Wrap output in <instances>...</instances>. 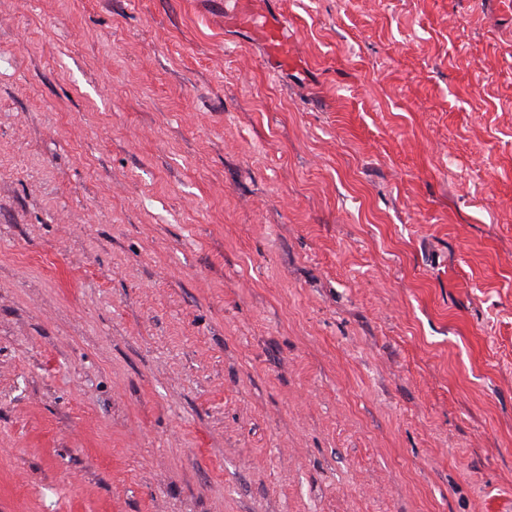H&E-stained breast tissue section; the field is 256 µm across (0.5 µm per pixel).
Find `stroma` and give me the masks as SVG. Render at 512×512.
Returning <instances> with one entry per match:
<instances>
[{"label":"stroma","mask_w":512,"mask_h":512,"mask_svg":"<svg viewBox=\"0 0 512 512\" xmlns=\"http://www.w3.org/2000/svg\"><path fill=\"white\" fill-rule=\"evenodd\" d=\"M0 0V512H512V0ZM232 1L238 4V9L231 19L240 26L255 30L272 59L281 66H287L293 58L291 46L282 38V28L287 20L281 16H274L270 21L262 18L253 8L259 0Z\"/></svg>","instance_id":"obj_1"}]
</instances>
